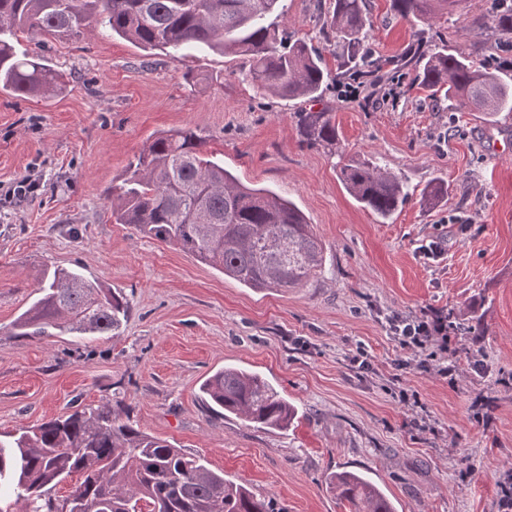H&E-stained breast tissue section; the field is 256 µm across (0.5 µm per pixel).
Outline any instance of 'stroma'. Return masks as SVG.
<instances>
[{
	"label": "stroma",
	"instance_id": "1",
	"mask_svg": "<svg viewBox=\"0 0 512 512\" xmlns=\"http://www.w3.org/2000/svg\"><path fill=\"white\" fill-rule=\"evenodd\" d=\"M294 37L336 61L320 29L329 0H283ZM490 0L413 26L392 0H368L376 59L447 42L475 64L507 63L512 42L486 26ZM66 76L50 98L0 92V434L74 410L121 404L144 431L244 482L275 512H350L326 487L363 474L397 512H498L512 483V112L487 121L431 101L410 82L363 87L358 101L329 84L320 101L264 96L218 52L176 62L101 35L48 41ZM332 112L343 156H371L413 194L386 222L338 177L340 157L306 147L292 118ZM183 127L243 184L288 198L326 251L303 288L258 291L182 251L110 221L112 181L154 134ZM40 184L18 204L16 181ZM448 197L426 204L435 178ZM442 247L428 258L422 249ZM121 291L117 336L9 335L37 296L44 266ZM447 314L457 331L452 378L422 371L389 330L396 316ZM364 347L371 367L351 362ZM481 352L482 365L469 356ZM257 372L297 408L271 430L212 409L200 387L224 367ZM418 393L431 428L393 394Z\"/></svg>",
	"mask_w": 512,
	"mask_h": 512
}]
</instances>
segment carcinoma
Wrapping results in <instances>:
<instances>
[{"label": "carcinoma", "mask_w": 512, "mask_h": 512, "mask_svg": "<svg viewBox=\"0 0 512 512\" xmlns=\"http://www.w3.org/2000/svg\"><path fill=\"white\" fill-rule=\"evenodd\" d=\"M488 17L512 37V0H496ZM410 22L428 24L439 13H459L466 0H392ZM281 0H0V91L51 97L64 75L35 50L16 46L17 33L47 38L99 31L172 59L184 49L242 56L240 73L262 95L283 100L322 98L329 73L322 53L288 35L277 22ZM374 27L364 0H333L323 35L334 39L336 76L358 74L370 84L408 78L455 101L459 112L492 117L512 112V84L495 67L478 66L441 45L414 61L370 59L364 43ZM294 119L301 144L336 152L332 113L300 110ZM190 127L146 142L108 191L112 223L171 244L201 263L255 289L306 286L325 265L324 247L303 213L271 190L241 184L211 159ZM339 175L364 208L386 220L409 198L403 180L372 158L350 159ZM128 302L119 292L66 268H45L39 297L11 324L9 334L31 340L59 333L117 336ZM201 392L215 406L247 422L286 429L295 407L261 375L226 367ZM74 472L83 481L65 500L48 496ZM13 484L25 512H274L271 502L214 471L170 441L141 430L109 404L83 408L0 440V482ZM329 489L351 512H396L363 475L337 472Z\"/></svg>", "instance_id": "obj_1"}]
</instances>
